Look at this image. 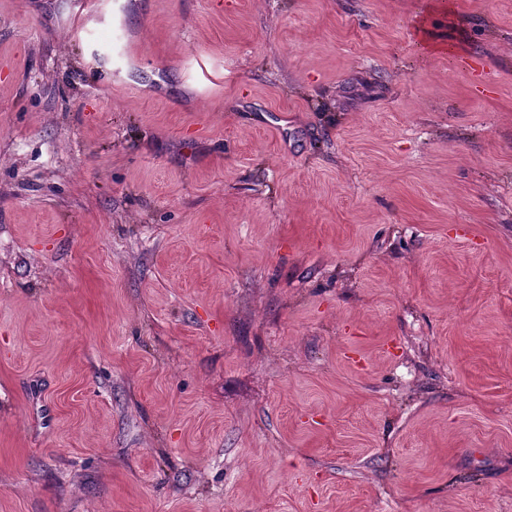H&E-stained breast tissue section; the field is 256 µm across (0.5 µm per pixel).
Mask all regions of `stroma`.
<instances>
[{"instance_id":"stroma-1","label":"stroma","mask_w":512,"mask_h":512,"mask_svg":"<svg viewBox=\"0 0 512 512\" xmlns=\"http://www.w3.org/2000/svg\"><path fill=\"white\" fill-rule=\"evenodd\" d=\"M78 2L0 0V512H512V0Z\"/></svg>"}]
</instances>
